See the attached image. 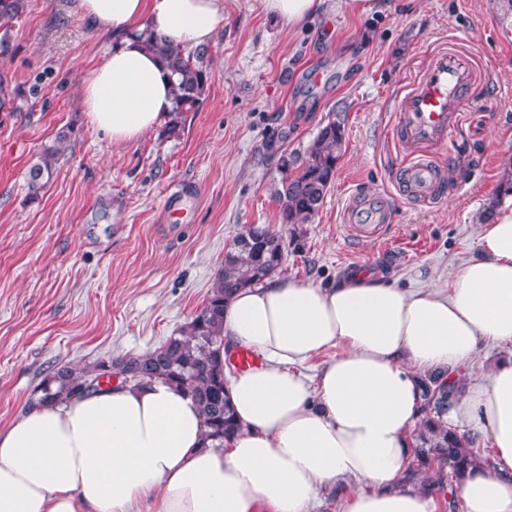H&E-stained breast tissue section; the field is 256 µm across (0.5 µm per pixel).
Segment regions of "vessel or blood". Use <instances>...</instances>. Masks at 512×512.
<instances>
[{"mask_svg": "<svg viewBox=\"0 0 512 512\" xmlns=\"http://www.w3.org/2000/svg\"><path fill=\"white\" fill-rule=\"evenodd\" d=\"M478 78L468 51L453 43L435 52L428 66L408 83L398 108L397 136L408 157L401 181L411 198L423 203L439 198L443 172L423 152L450 141L467 93ZM349 220L377 226L389 223L391 213L379 198L370 197L350 211Z\"/></svg>", "mask_w": 512, "mask_h": 512, "instance_id": "obj_1", "label": "vessel or blood"}]
</instances>
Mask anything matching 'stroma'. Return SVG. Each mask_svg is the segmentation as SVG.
<instances>
[{"label":"stroma","mask_w":512,"mask_h":512,"mask_svg":"<svg viewBox=\"0 0 512 512\" xmlns=\"http://www.w3.org/2000/svg\"><path fill=\"white\" fill-rule=\"evenodd\" d=\"M370 15L327 0L290 26L264 0H224L209 41L211 80L176 132L111 140L88 121L80 87L111 52L75 0H29L0 26L12 111L0 112V431L54 363L143 354L201 308L224 252L246 226L280 229L271 141L304 152L328 122L345 130L333 183L311 223L287 239L281 276L323 287L370 266L402 288L444 285L477 256L481 218L512 156V6L507 0H381ZM476 63L449 145L431 148L444 193L402 196L393 135L405 84L448 43ZM70 134L52 178L30 198L28 172ZM382 195L393 220L346 221Z\"/></svg>","instance_id":"stroma-1"}]
</instances>
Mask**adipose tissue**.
Segmentation results:
<instances>
[{
  "label": "adipose tissue",
  "instance_id": "adipose-tissue-1",
  "mask_svg": "<svg viewBox=\"0 0 512 512\" xmlns=\"http://www.w3.org/2000/svg\"><path fill=\"white\" fill-rule=\"evenodd\" d=\"M76 6L116 41L81 88L91 125L116 144L172 107L174 78L137 31L191 49L224 20L223 0ZM221 336L264 358L230 380L239 430L224 447L205 443L193 398L160 379L27 407L0 433V512H307L322 490L341 512H434L433 497L403 482L419 374L457 370L482 342L512 345V197L444 287L354 272L322 288L273 275L226 302ZM332 348L315 380L297 372ZM451 414L475 421L494 450L458 486L466 512H512V355Z\"/></svg>",
  "mask_w": 512,
  "mask_h": 512
}]
</instances>
